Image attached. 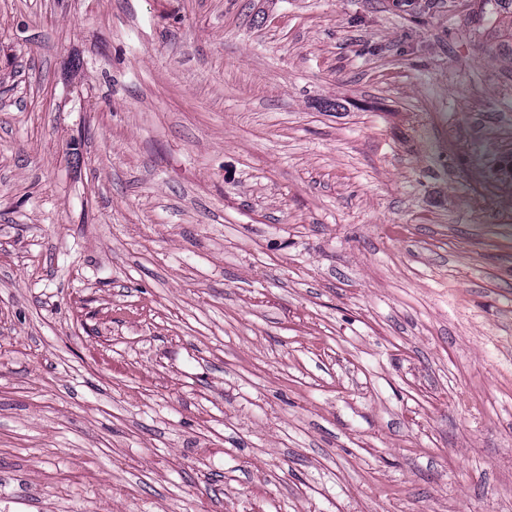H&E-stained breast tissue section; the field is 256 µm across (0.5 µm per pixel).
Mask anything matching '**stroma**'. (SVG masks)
Listing matches in <instances>:
<instances>
[{
	"label": "stroma",
	"mask_w": 512,
	"mask_h": 512,
	"mask_svg": "<svg viewBox=\"0 0 512 512\" xmlns=\"http://www.w3.org/2000/svg\"><path fill=\"white\" fill-rule=\"evenodd\" d=\"M512 512V15L0 0V512Z\"/></svg>",
	"instance_id": "obj_1"
}]
</instances>
